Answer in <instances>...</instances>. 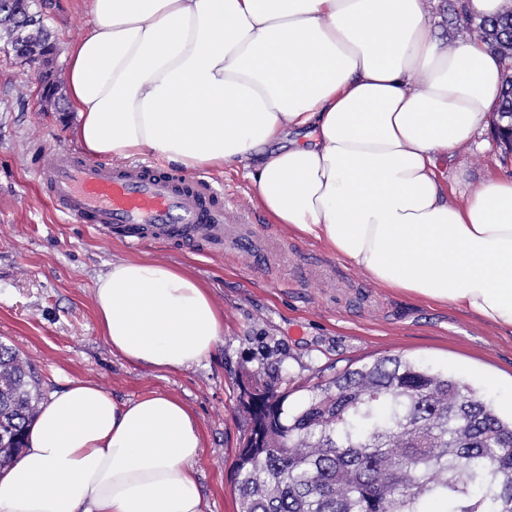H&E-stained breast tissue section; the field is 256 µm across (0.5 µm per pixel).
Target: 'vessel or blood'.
Returning <instances> with one entry per match:
<instances>
[{
    "label": "vessel or blood",
    "mask_w": 512,
    "mask_h": 512,
    "mask_svg": "<svg viewBox=\"0 0 512 512\" xmlns=\"http://www.w3.org/2000/svg\"><path fill=\"white\" fill-rule=\"evenodd\" d=\"M36 176L70 223L113 229L133 244L224 241V190L205 179L153 164L89 162L52 149L43 152Z\"/></svg>",
    "instance_id": "vessel-or-blood-1"
}]
</instances>
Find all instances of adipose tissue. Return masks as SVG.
<instances>
[{"label": "adipose tissue", "mask_w": 512, "mask_h": 512, "mask_svg": "<svg viewBox=\"0 0 512 512\" xmlns=\"http://www.w3.org/2000/svg\"><path fill=\"white\" fill-rule=\"evenodd\" d=\"M430 0H92L72 44L74 136L95 156L150 153L241 168L275 223L322 242L379 287L453 304L512 334V176L449 201L438 153L480 134L503 62L448 45ZM311 131V143L294 132ZM125 361L201 363L223 320L207 288L114 260L93 289ZM196 423L177 399L120 401L69 382L40 405L0 512H210Z\"/></svg>", "instance_id": "adipose-tissue-1"}]
</instances>
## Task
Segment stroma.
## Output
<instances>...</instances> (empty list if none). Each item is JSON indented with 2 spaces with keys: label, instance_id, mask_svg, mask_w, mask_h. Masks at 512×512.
I'll list each match as a JSON object with an SVG mask.
<instances>
[{
  "label": "stroma",
  "instance_id": "35a3bbf8",
  "mask_svg": "<svg viewBox=\"0 0 512 512\" xmlns=\"http://www.w3.org/2000/svg\"><path fill=\"white\" fill-rule=\"evenodd\" d=\"M51 32L54 68L67 74V51L91 25V0H33ZM41 69L0 41V342L30 363L43 395L68 381L102 385L125 401L151 392L181 400L195 419L202 453L196 464L211 512H236V453L246 433L239 402L246 374L287 377L289 405L303 387L346 368L400 355L472 379L497 407L512 401V339L453 305L377 287L321 242L277 224L253 202L244 171L198 169L224 188V223L250 245L151 242L131 247L111 233L65 222L35 176L38 152L77 149L74 110L55 111L39 93ZM448 197L462 201L481 182L512 175L490 130L438 160ZM116 259L177 266L209 289L224 314V334L200 366L156 371L126 362L106 344L93 288Z\"/></svg>",
  "mask_w": 512,
  "mask_h": 512
}]
</instances>
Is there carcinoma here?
Listing matches in <instances>:
<instances>
[{
    "label": "carcinoma",
    "mask_w": 512,
    "mask_h": 512,
    "mask_svg": "<svg viewBox=\"0 0 512 512\" xmlns=\"http://www.w3.org/2000/svg\"><path fill=\"white\" fill-rule=\"evenodd\" d=\"M512 68V13L477 18L453 8ZM31 0H0V39L39 64L46 94L56 44ZM494 136L512 151V75H503ZM40 379L0 343V472L24 447L39 413ZM240 405L248 432L234 464L237 512H512V419L468 380L400 355L314 384L298 406L250 374Z\"/></svg>",
    "instance_id": "cac0c4a2"
}]
</instances>
